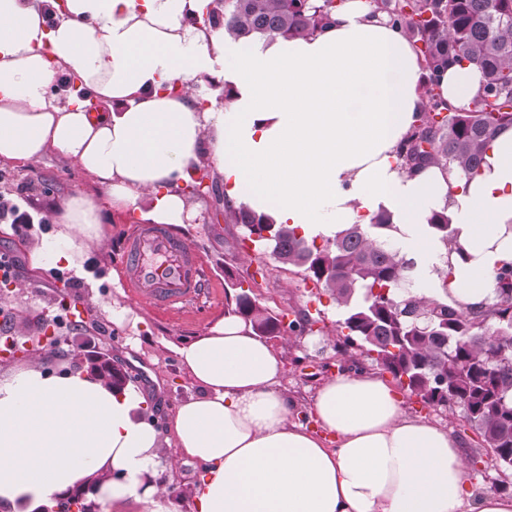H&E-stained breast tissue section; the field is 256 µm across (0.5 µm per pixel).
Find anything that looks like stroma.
Masks as SVG:
<instances>
[{"label": "stroma", "mask_w": 512, "mask_h": 512, "mask_svg": "<svg viewBox=\"0 0 512 512\" xmlns=\"http://www.w3.org/2000/svg\"><path fill=\"white\" fill-rule=\"evenodd\" d=\"M215 179L219 183L216 193L192 197L198 216L179 229L185 242L202 259L207 290L186 308L164 312L135 300L128 292L121 266L122 243L140 222L135 211L107 206L105 190L95 178L56 153H48L33 165L0 163V193H19V205L33 223L30 238L24 240L0 229V251L15 252L23 262L18 277L20 287L8 294L6 301L14 314L12 328L30 331L41 315L56 313L61 302H83L79 326L63 329L64 340L58 349L40 354L42 372L58 376L77 371L84 359V345L95 342L132 374L130 389L143 396L146 416L160 421V434L164 437L169 434L177 406L201 393L182 367L176 348L186 340L206 334L211 325L224 318L230 307L224 265L242 247L236 227L224 221V176L219 173ZM75 191L102 203L101 227L106 248L91 252L79 270L61 263L34 265L29 256L34 240L57 231L54 209ZM250 257L253 265L265 266L267 270L256 290L262 304L275 311H309L324 328L323 334L306 335L294 342L284 336L271 340L281 357L282 386L295 403L293 419L299 422L306 415L316 389L335 374V345L339 339L336 324L343 312L328 295L319 294L312 282L304 280L300 268L275 263L269 254L256 250L251 251ZM64 276L76 277L79 287H63L60 279ZM123 307L131 309L132 315L121 320L115 312ZM402 398L409 415L448 426L462 442L465 456L479 457L476 470L470 474L475 492L493 491L495 485L504 481L491 452L463 419L459 407L435 411L423 407L410 393H403ZM201 473V467L188 458L176 466L165 459L158 464L156 481L170 489L177 512H193L191 489Z\"/></svg>", "instance_id": "stroma-1"}]
</instances>
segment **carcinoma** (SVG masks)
I'll return each mask as SVG.
<instances>
[{"instance_id":"1","label":"carcinoma","mask_w":512,"mask_h":512,"mask_svg":"<svg viewBox=\"0 0 512 512\" xmlns=\"http://www.w3.org/2000/svg\"><path fill=\"white\" fill-rule=\"evenodd\" d=\"M373 12L412 42L426 77L420 86L424 109L401 142L397 157L408 174L437 164L470 179L479 173L497 133L512 126V0H370ZM336 0H212L184 20L193 27L224 29L235 39L309 36L331 22ZM464 62L483 71L482 90L467 110L448 105L439 81ZM225 222L242 230V242L276 262L303 270L305 279L343 308L338 328L348 330L336 353L358 371L352 351L390 373L407 378V389L436 407L459 406L483 437L503 470H512V262L495 272L493 296L466 311L446 299L426 298L413 288L414 261L394 245L393 212L379 208L367 224H348L323 244L299 227L277 224L268 214L224 200ZM428 232L443 245L454 242L448 211L434 212ZM235 289L231 314L252 323L257 335L295 333L312 322L303 310L283 329L287 313L262 305L238 270H224ZM91 373L112 389L127 377L110 359H90ZM84 512L79 492L42 512Z\"/></svg>"}]
</instances>
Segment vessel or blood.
<instances>
[{
    "label": "vessel or blood",
    "mask_w": 512,
    "mask_h": 512,
    "mask_svg": "<svg viewBox=\"0 0 512 512\" xmlns=\"http://www.w3.org/2000/svg\"><path fill=\"white\" fill-rule=\"evenodd\" d=\"M132 295L170 311L189 305L203 290L199 254L166 224H140L127 236L123 252Z\"/></svg>",
    "instance_id": "vessel-or-blood-1"
}]
</instances>
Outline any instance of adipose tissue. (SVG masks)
<instances>
[{"mask_svg": "<svg viewBox=\"0 0 512 512\" xmlns=\"http://www.w3.org/2000/svg\"><path fill=\"white\" fill-rule=\"evenodd\" d=\"M207 2L0 0V161L56 150L104 186L111 206L156 224L194 220L184 186L203 159L230 180L234 205L307 235L334 236L384 206L422 295L435 296L448 261L449 302L491 297L496 268L512 261V128L472 179L437 166L407 175L396 149L423 109L424 71L367 0H343L320 34L246 42L184 24ZM218 59L235 100L199 108L195 86ZM62 75L114 112L93 120L76 99H51ZM483 82L466 63L448 69L441 90L466 109ZM173 83L178 93L163 92ZM441 210L462 254L424 231ZM55 221L33 263L78 267L104 240L99 207L83 193ZM177 353L202 393L178 407L165 440L140 419L138 392L118 396L104 380L34 365L0 379V504L31 510L106 472L97 497L111 512L131 502L172 512L153 479L165 444L203 467L195 512H512L511 495L471 490L459 439L408 416L377 375L325 380L311 429L291 418L277 352L243 319L225 316Z\"/></svg>", "mask_w": 512, "mask_h": 512, "instance_id": "ef3b65f1", "label": "adipose tissue"}]
</instances>
